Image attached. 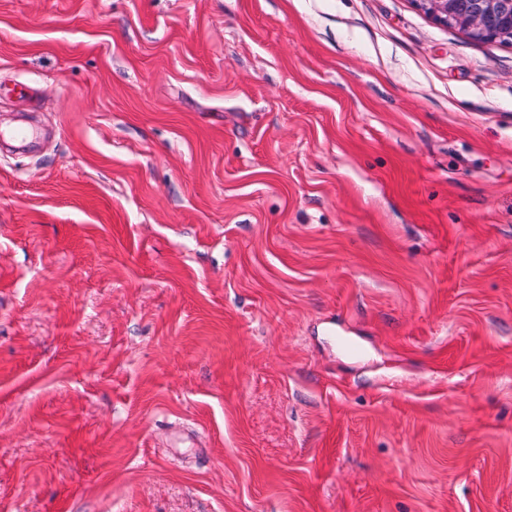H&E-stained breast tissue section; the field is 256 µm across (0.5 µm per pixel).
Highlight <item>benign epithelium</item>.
Returning <instances> with one entry per match:
<instances>
[{
	"mask_svg": "<svg viewBox=\"0 0 512 512\" xmlns=\"http://www.w3.org/2000/svg\"><path fill=\"white\" fill-rule=\"evenodd\" d=\"M435 21L475 40L512 41V0H414Z\"/></svg>",
	"mask_w": 512,
	"mask_h": 512,
	"instance_id": "1",
	"label": "benign epithelium"
}]
</instances>
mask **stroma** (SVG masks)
<instances>
[{
	"label": "stroma",
	"mask_w": 512,
	"mask_h": 512,
	"mask_svg": "<svg viewBox=\"0 0 512 512\" xmlns=\"http://www.w3.org/2000/svg\"><path fill=\"white\" fill-rule=\"evenodd\" d=\"M0 512H512V45L415 0H0Z\"/></svg>",
	"instance_id": "obj_1"
}]
</instances>
